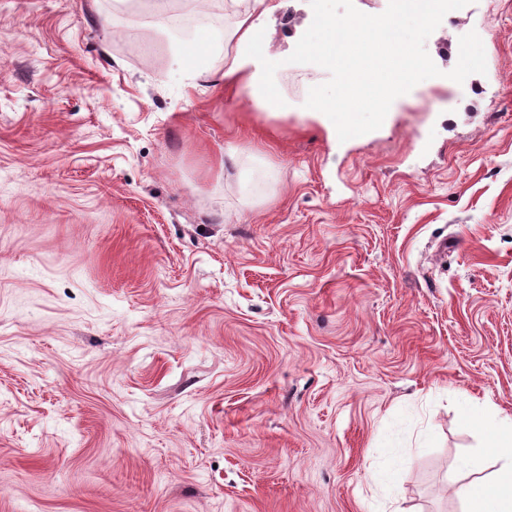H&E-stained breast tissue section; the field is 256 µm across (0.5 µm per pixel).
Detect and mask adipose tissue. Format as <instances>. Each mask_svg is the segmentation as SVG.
<instances>
[{"mask_svg":"<svg viewBox=\"0 0 512 512\" xmlns=\"http://www.w3.org/2000/svg\"><path fill=\"white\" fill-rule=\"evenodd\" d=\"M230 4H243L236 28L233 32L235 52L224 59V79L244 77L248 95L252 101L266 111L276 112L281 108V97L277 85L267 77L245 74L246 61H254L265 69L277 67L278 57L270 51L266 21L276 11L274 0H229ZM467 424L490 431V448L501 455L503 463L496 475L488 480H479L461 488L460 493L467 504L466 512H512V420L499 421L489 414L475 411L466 414Z\"/></svg>","mask_w":512,"mask_h":512,"instance_id":"adipose-tissue-1","label":"adipose tissue"}]
</instances>
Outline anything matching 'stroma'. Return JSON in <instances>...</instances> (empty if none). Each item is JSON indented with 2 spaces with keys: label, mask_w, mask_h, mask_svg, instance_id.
I'll return each mask as SVG.
<instances>
[{
  "label": "stroma",
  "mask_w": 512,
  "mask_h": 512,
  "mask_svg": "<svg viewBox=\"0 0 512 512\" xmlns=\"http://www.w3.org/2000/svg\"><path fill=\"white\" fill-rule=\"evenodd\" d=\"M224 2L0 0V512H465L500 460L463 414L512 418V0L344 142L309 0L280 111L223 54L183 78Z\"/></svg>",
  "instance_id": "35a3bbf8"
}]
</instances>
